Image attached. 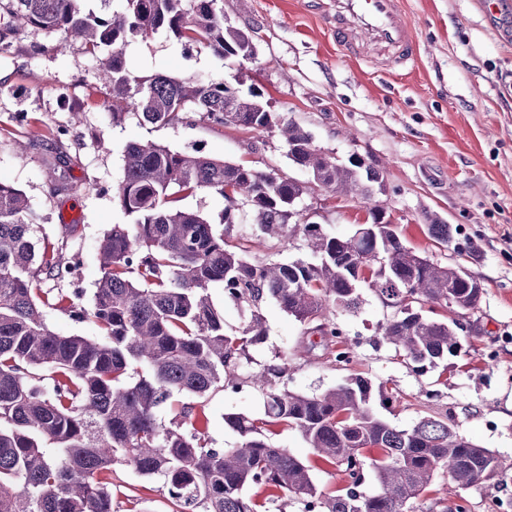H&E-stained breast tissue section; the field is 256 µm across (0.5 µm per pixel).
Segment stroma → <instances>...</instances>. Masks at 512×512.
Returning a JSON list of instances; mask_svg holds the SVG:
<instances>
[{"mask_svg":"<svg viewBox=\"0 0 512 512\" xmlns=\"http://www.w3.org/2000/svg\"><path fill=\"white\" fill-rule=\"evenodd\" d=\"M490 15L482 0H402L417 42L416 57L390 70L344 53L325 22L323 0H223L224 16L254 29L257 60L224 63L205 48L184 49L163 34L133 40L126 65L137 75L198 81L223 79L240 91L261 88L272 111L312 133L339 160L357 155L381 171L371 201L319 191L306 197L330 236H348L370 219L372 204L390 215L403 243L443 265H457L483 287L479 307L463 319L461 348L436 367L416 371L386 344L378 327L393 313L368 288L357 310L333 311L353 353L350 367L307 351L304 327L275 303L263 310L266 335L250 346L246 375L287 363L288 390L315 394L360 373L388 393L375 411L392 425L412 428L424 415L449 416L458 432L495 452L501 470L481 486L461 488L439 475L426 512H502L512 502V0ZM61 35L21 27L0 53V181L22 190L36 236L65 242L80 264L65 291L90 302L101 276L98 245L128 218L112 197L123 178L128 142H154L180 152L245 161L302 178L271 133H248L193 115L172 125L127 115L113 125L104 106L110 83L101 56L82 43L59 50ZM63 157L65 170L54 167ZM452 225L448 246L428 236L430 220ZM228 239L252 240V259L307 255L301 239H269L253 224H228ZM435 391L425 401L422 389ZM195 411L213 446L233 447L229 412L258 417L264 397L253 389L216 391ZM311 467L318 489L338 477L317 461L298 431L272 435ZM114 512H175L167 495L132 468L112 469Z\"/></svg>","mask_w":512,"mask_h":512,"instance_id":"1","label":"stroma"}]
</instances>
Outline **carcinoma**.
<instances>
[{"mask_svg":"<svg viewBox=\"0 0 512 512\" xmlns=\"http://www.w3.org/2000/svg\"><path fill=\"white\" fill-rule=\"evenodd\" d=\"M84 0H0V16L59 31L91 52L112 50L104 66L112 83V122L135 110L151 124L200 114L244 131L273 133L301 181L275 168L216 160L157 143L130 142L124 176L113 192L130 217L114 224L99 245L101 278L88 305L59 293L73 316L93 322L100 336H60L42 307L49 294L35 282L63 280L75 263L63 245L32 237L26 195L0 182V512H113L115 465L133 468L167 494L176 512H259L243 491L271 493L275 512H414L438 474L462 488L493 479L496 454L463 437L447 418L425 415L399 429L374 410L371 379L351 374L319 394L286 387L285 365H267L241 378L248 347L266 335L269 301L346 365L337 348L343 332L330 309L352 312L366 286L395 312L380 324L383 340L418 370L453 356L459 322L425 314L435 306L463 317L478 309L482 289L458 267L441 265L402 242L383 211L348 237L328 236L301 221L304 196L315 189L369 200L380 173L358 157L343 162L317 146L312 133L272 112L258 88L236 91L224 81L163 75L133 76L125 48L136 37L162 33L183 46L210 49L227 62L257 55L254 30L224 20L221 0H120L112 14L83 9ZM208 190L228 206L216 219L175 205L176 194ZM295 216L288 218V213ZM219 224H255L282 238L302 235L309 258L254 262L250 238L231 242ZM435 243L451 241L450 225H428ZM248 314L237 335L209 289ZM245 386L265 394V414L227 413L239 441L209 445L194 406L183 403L170 424L157 409L175 395L197 399ZM275 427L297 430L315 456L336 468L341 484L319 490L310 467L270 442ZM378 490L367 494L364 465Z\"/></svg>","mask_w":512,"mask_h":512,"instance_id":"cac0c4a2","label":"carcinoma"}]
</instances>
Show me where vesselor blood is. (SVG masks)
<instances>
[{"instance_id":"obj_1","label":"vessel or blood","mask_w":512,"mask_h":512,"mask_svg":"<svg viewBox=\"0 0 512 512\" xmlns=\"http://www.w3.org/2000/svg\"><path fill=\"white\" fill-rule=\"evenodd\" d=\"M330 26L342 49L356 55L362 40L380 45L381 67L391 68L412 60L416 41L399 0H337Z\"/></svg>"}]
</instances>
